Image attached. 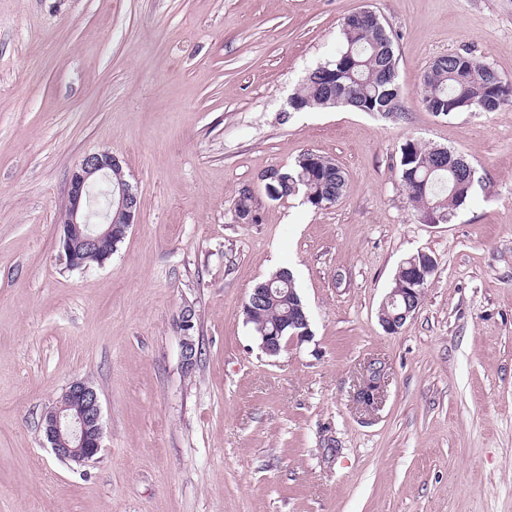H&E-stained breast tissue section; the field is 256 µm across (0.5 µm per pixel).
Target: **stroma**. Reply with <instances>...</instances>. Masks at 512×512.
I'll return each mask as SVG.
<instances>
[{"label":"stroma","instance_id":"obj_1","mask_svg":"<svg viewBox=\"0 0 512 512\" xmlns=\"http://www.w3.org/2000/svg\"><path fill=\"white\" fill-rule=\"evenodd\" d=\"M364 7L394 39L404 117L290 111ZM463 51L512 83V0H0V512H512V106L442 117L419 95ZM410 138L476 170L450 222L422 223L399 184ZM100 150L140 213L103 265L71 271L55 225ZM306 151L345 170L335 205L268 197L267 170ZM419 252L435 270L387 332L381 304ZM283 267L310 335L270 356L244 305ZM77 379L103 410L83 466L40 429ZM193 317L191 312L185 310L182 315L181 329L183 330L182 340V360L186 370L190 371L197 360L198 350L193 340V336L190 335L189 331L193 329Z\"/></svg>","mask_w":512,"mask_h":512}]
</instances>
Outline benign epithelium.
<instances>
[{
  "label": "benign epithelium",
  "mask_w": 512,
  "mask_h": 512,
  "mask_svg": "<svg viewBox=\"0 0 512 512\" xmlns=\"http://www.w3.org/2000/svg\"><path fill=\"white\" fill-rule=\"evenodd\" d=\"M121 160L108 151L86 155L72 171L68 185L67 206L55 231V244L66 266L72 270L81 269L88 252L99 255L98 264H103L117 250V243L124 240L130 227L137 223L140 209L138 190L128 181L118 178L112 181V173L122 172ZM105 184L104 195L107 212L102 222H90V202L93 191ZM125 214L126 223H112V208ZM411 283L393 289L386 297L390 305H395L396 297L403 299V307L396 313L380 315L383 328L397 332L406 320L416 311L423 289L413 287L432 275L435 267L420 269L415 259L408 260ZM288 323L301 328L290 339L303 341L309 334V318L302 307L295 305L288 311ZM183 330L182 360L190 371L197 360L198 350L190 335L193 329L192 315L184 311L181 320ZM41 428L47 443L56 458L86 465L96 459L101 451L103 436L102 407L100 396L93 384L87 380H75L66 388L63 396L52 404L42 415Z\"/></svg>",
  "instance_id": "7a95c632"
}]
</instances>
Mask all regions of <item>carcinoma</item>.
I'll return each instance as SVG.
<instances>
[{"label":"carcinoma","mask_w":512,"mask_h":512,"mask_svg":"<svg viewBox=\"0 0 512 512\" xmlns=\"http://www.w3.org/2000/svg\"><path fill=\"white\" fill-rule=\"evenodd\" d=\"M397 70V56L392 37L377 27L340 25L339 42L334 56L308 69L299 90L294 93L292 112L333 107L327 87L333 82L347 85L351 107L359 112H376L396 117L404 113L403 98L397 79L383 82L379 74ZM421 99L428 111L440 116L458 112H495L512 103V85L504 84L496 70L477 60L471 53L442 56L433 62L421 82ZM399 183L419 216L433 212L446 223L458 208L471 199L474 182L458 181L448 163L436 156L435 148L409 139L400 148L397 169ZM274 182L278 198L302 195L304 203L323 209L331 203L330 195L344 193L347 176L341 167L313 152H304L288 167L279 169ZM236 218L245 221L255 213L252 195L239 192L235 202ZM260 288L280 290L264 307L247 316L254 330L270 332L282 328L290 336L288 303L302 302L293 274L279 269Z\"/></svg>","instance_id":"1"}]
</instances>
